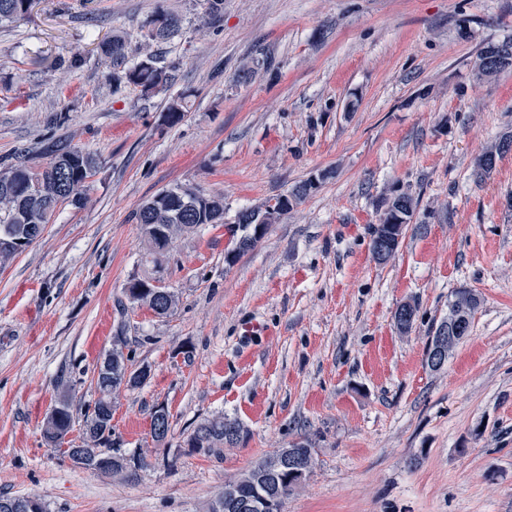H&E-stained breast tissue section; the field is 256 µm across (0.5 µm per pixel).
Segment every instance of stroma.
Here are the masks:
<instances>
[{
    "instance_id": "stroma-1",
    "label": "stroma",
    "mask_w": 512,
    "mask_h": 512,
    "mask_svg": "<svg viewBox=\"0 0 512 512\" xmlns=\"http://www.w3.org/2000/svg\"><path fill=\"white\" fill-rule=\"evenodd\" d=\"M160 13L182 18L163 43L149 37ZM203 14L202 0H34L0 23V171L46 163L59 141L100 159L83 205L60 204L0 266V495L48 512H205L252 461L305 436L315 465L284 512H512V152L471 176L512 133V69L474 71L483 46L512 38V0H224L218 23ZM115 32L172 82L113 86L99 46ZM313 177L225 263L239 211ZM177 184L223 195L224 221L174 240L165 280L179 303L159 317L125 300L142 270L134 214ZM396 191L419 209L381 264L371 226ZM461 289L480 297L471 332L430 371L431 328ZM404 302L418 314L403 334ZM116 347L148 376L117 391L112 431L150 461L117 476L42 440L61 385L75 407L94 403ZM219 416L242 440L218 456L189 448ZM512 151V135H503L475 160L472 177L476 182H482L495 169L497 160Z\"/></svg>"
}]
</instances>
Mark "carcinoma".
Returning a JSON list of instances; mask_svg holds the SVG:
<instances>
[{
  "label": "carcinoma",
  "mask_w": 512,
  "mask_h": 512,
  "mask_svg": "<svg viewBox=\"0 0 512 512\" xmlns=\"http://www.w3.org/2000/svg\"><path fill=\"white\" fill-rule=\"evenodd\" d=\"M32 0H0V22L23 19L29 12ZM180 18L172 13L161 14L155 20L153 39L166 40L180 27ZM101 55L106 62L112 63L114 70L124 73L115 76L116 82L126 80L141 88L147 94L167 83L166 70L157 66L154 55L147 54L128 66L132 54L127 41L114 35L100 46ZM512 68V38L498 43H489L482 47L477 55V72L482 77L495 75ZM512 151V135H503L475 160L472 177L481 182L495 169L497 160ZM53 158L40 168L25 164L14 165L0 172V235L8 233L31 245L38 240L32 232L36 224H48L58 205L68 202L75 206L85 200L84 191L89 179L99 167V158L77 147L58 145L52 150ZM314 187V181L307 180L295 185L282 195L285 210L304 199ZM164 197L156 200L152 197L144 202L135 214L140 224L143 243V271L132 276L124 292L139 291V298L150 300L154 295L152 281L156 275L165 272L169 245L180 235L191 234L206 224L224 223V197L207 194L204 191L184 186H173L162 190ZM418 200L408 193H398L385 202V209L379 222L371 230L370 250L379 256L378 243L390 237L391 247L383 260L389 262L396 254L406 224L413 219ZM281 219V213L274 206L266 204L261 208L244 209L237 213L235 223L242 231L239 237L241 245L235 247L237 254L225 258L227 264L253 251L261 238L256 236L254 224L262 221L275 224ZM480 305L479 296L466 289L457 291L448 301L447 322L463 312L474 318ZM147 377L142 371L123 380V374L115 373L102 380L99 386L101 397L95 402L93 411H84L82 431L86 436V446L98 451V457L112 459V473L119 474L130 466L146 468V457L120 452L121 443L112 438V393L116 388L126 385L137 386ZM59 417L43 428L46 445L60 448L64 437L73 430L76 423L73 403L67 392L62 390L58 402ZM243 433L241 425L235 420L218 417L199 424L191 433L188 445L206 453L218 454L224 446L236 444ZM282 452L261 458L250 465L249 470L236 479L237 494L240 500L250 498L257 482H268L280 504H285L293 493L295 484L288 474L275 471L276 460ZM208 512H241L235 503L227 500L224 492H219L209 503Z\"/></svg>",
  "instance_id": "carcinoma-1"
}]
</instances>
